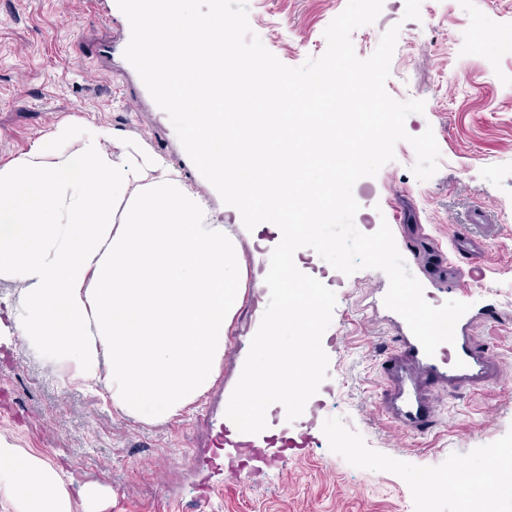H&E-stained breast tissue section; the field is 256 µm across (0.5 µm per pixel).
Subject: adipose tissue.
Segmentation results:
<instances>
[{"instance_id": "ef3b65f1", "label": "adipose tissue", "mask_w": 512, "mask_h": 512, "mask_svg": "<svg viewBox=\"0 0 512 512\" xmlns=\"http://www.w3.org/2000/svg\"><path fill=\"white\" fill-rule=\"evenodd\" d=\"M182 2L158 11L146 0L140 49L166 46L181 141L203 147L215 188L189 186L138 135L77 118L0 165V280L20 290L17 300L0 299V345L20 342L68 365L69 383L102 387L114 409L152 425L180 416L217 382L245 300L247 263L218 207L247 197L276 214L288 197L292 132L279 112L288 85L262 60L233 56L222 12L185 21ZM212 66L221 81L208 86L201 74ZM245 82L268 102L265 112L240 115L252 146L214 149L224 99ZM267 143L277 152H264ZM277 232L258 244L280 303L266 313L244 397L228 405L242 418H268L285 397L301 398L313 364L310 336L288 348L290 327L315 308L291 282L287 222ZM0 496L17 512H73L61 469L3 438Z\"/></svg>"}]
</instances>
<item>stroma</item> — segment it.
<instances>
[{"instance_id": "35a3bbf8", "label": "stroma", "mask_w": 512, "mask_h": 512, "mask_svg": "<svg viewBox=\"0 0 512 512\" xmlns=\"http://www.w3.org/2000/svg\"><path fill=\"white\" fill-rule=\"evenodd\" d=\"M346 4L248 0V20L269 51L296 67L324 54V31ZM394 26L386 90L399 101H424V113L410 115L405 128L413 136L433 130L439 169L416 179L415 151L399 142L392 161L356 183L355 224L370 234L389 221L399 252L417 247L432 264L440 261L436 244L456 233L482 241L480 263L453 258L462 269L455 298L502 311L497 326L473 322L501 362L499 378L477 391L435 390L438 426L429 436L391 426L379 407V355L393 336L389 281L363 269L321 286L311 395L288 418L272 409L269 426L306 429L308 445L288 451L275 470L235 480L211 445L261 316L276 303L271 294L240 309L216 384L162 425L60 385L56 369L24 345H0V437L62 467L71 494L88 484L108 489L106 512H155L161 504L174 512H417L424 499L430 512H473L467 495L429 487L462 473L492 481L494 462L512 448V55L487 36L512 28V0H383L377 20L351 35L357 56L368 58ZM124 38L86 0H0V164L73 115L140 135L155 154L181 163L176 116L153 112L121 58L108 69L97 62L98 45ZM480 207L496 223H468Z\"/></svg>"}]
</instances>
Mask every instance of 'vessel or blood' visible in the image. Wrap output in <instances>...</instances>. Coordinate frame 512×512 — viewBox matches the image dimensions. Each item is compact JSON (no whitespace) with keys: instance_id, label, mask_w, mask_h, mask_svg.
I'll return each mask as SVG.
<instances>
[{"instance_id":"b4317fda","label":"vessel or blood","mask_w":512,"mask_h":512,"mask_svg":"<svg viewBox=\"0 0 512 512\" xmlns=\"http://www.w3.org/2000/svg\"><path fill=\"white\" fill-rule=\"evenodd\" d=\"M142 10V0H121L118 20L122 27L138 32ZM126 54L137 69L144 92L152 94L160 111H172L165 58L139 56L133 44ZM393 331L394 345L381 362L386 381L382 412L389 422L411 435L426 434L436 422V409L430 397L433 389L476 390L488 385L498 374L494 355L473 336L467 318L457 322L454 344L441 345L432 356L425 354L404 319H396ZM254 426V421L244 419L224 422L217 443L270 468L280 462L281 449L306 445L305 432L292 437L283 432L269 440V452H261L253 441Z\"/></svg>"}]
</instances>
